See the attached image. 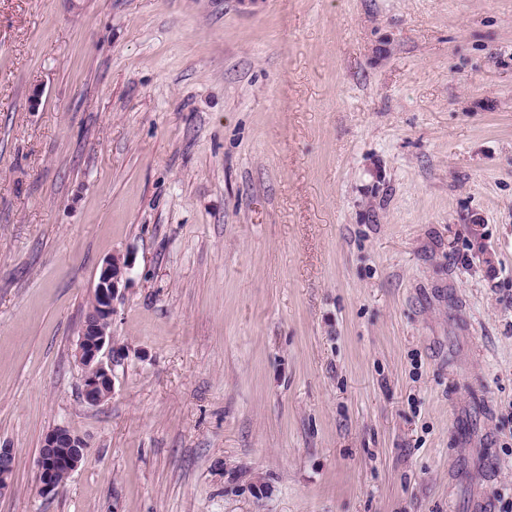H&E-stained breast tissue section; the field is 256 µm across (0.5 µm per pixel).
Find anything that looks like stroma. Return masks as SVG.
I'll return each instance as SVG.
<instances>
[{
    "instance_id": "obj_1",
    "label": "stroma",
    "mask_w": 512,
    "mask_h": 512,
    "mask_svg": "<svg viewBox=\"0 0 512 512\" xmlns=\"http://www.w3.org/2000/svg\"><path fill=\"white\" fill-rule=\"evenodd\" d=\"M0 446V512H498L512 0H0ZM132 262L128 256L112 254L100 270L94 288L93 307L85 318L75 350V361L82 370V399L90 406L108 401L114 392V366L120 352L112 345L114 301L128 281ZM87 445L84 440L65 427H57L45 436L43 448L37 461L40 488L51 493L73 474L84 462ZM59 469L67 473L55 474Z\"/></svg>"
}]
</instances>
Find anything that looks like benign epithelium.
Instances as JSON below:
<instances>
[{
    "mask_svg": "<svg viewBox=\"0 0 512 512\" xmlns=\"http://www.w3.org/2000/svg\"><path fill=\"white\" fill-rule=\"evenodd\" d=\"M132 262L129 257L114 254L107 258L94 288L93 307L85 318L75 350V361L82 370V399L90 406L108 401L114 392V366L120 352L112 345V315L120 288L128 281ZM87 445L65 427H57L45 436L37 461L40 488L50 493L59 487L55 474L63 469L73 474L84 462ZM15 454L0 447V496L10 489Z\"/></svg>",
    "mask_w": 512,
    "mask_h": 512,
    "instance_id": "7a95c632",
    "label": "benign epithelium"
}]
</instances>
